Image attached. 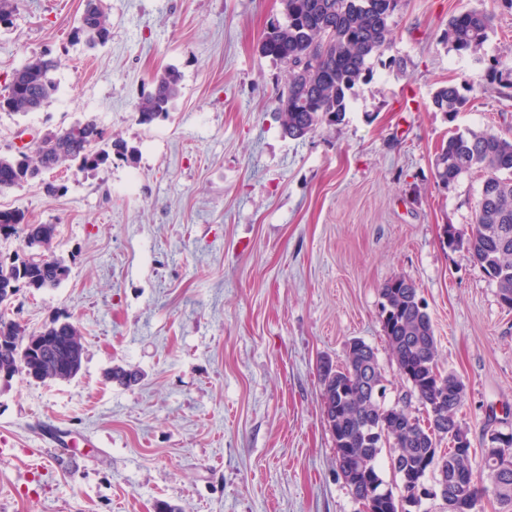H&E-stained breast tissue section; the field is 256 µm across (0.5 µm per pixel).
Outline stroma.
<instances>
[{
	"instance_id": "obj_1",
	"label": "stroma",
	"mask_w": 512,
	"mask_h": 512,
	"mask_svg": "<svg viewBox=\"0 0 512 512\" xmlns=\"http://www.w3.org/2000/svg\"><path fill=\"white\" fill-rule=\"evenodd\" d=\"M102 3L110 37L93 49L74 38L84 0H14L0 24V89L42 53L58 62L43 109L0 112V153L88 118L139 152L0 194L1 208L56 225L70 268L59 287L21 289L15 319L71 322L84 344L70 380L0 377V512H358L320 361L363 340L387 401L406 391L379 314L398 276L427 305L440 368L465 385L471 447L512 433V310L444 234L470 233L480 176L448 191L434 177L455 131L512 137V88L483 78L512 53V8L405 0L343 120L292 139L276 117L287 71L259 50L280 0ZM472 7L495 14L479 64L440 40ZM170 68L169 118L139 124L137 102ZM450 82L469 99L453 116L431 101ZM117 365L139 381H108Z\"/></svg>"
}]
</instances>
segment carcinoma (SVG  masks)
<instances>
[{"label": "carcinoma", "mask_w": 512, "mask_h": 512, "mask_svg": "<svg viewBox=\"0 0 512 512\" xmlns=\"http://www.w3.org/2000/svg\"><path fill=\"white\" fill-rule=\"evenodd\" d=\"M401 0H286L288 23H273L261 40L263 55L283 64L288 82L278 97L277 117L283 133L303 138L325 124L343 119L349 94L371 72V59L393 42V17ZM494 14L471 8L448 20L442 40L457 55L476 56L493 30ZM110 36L108 16L100 0H86L75 38L94 47ZM57 61L40 56L14 71L0 92V112L27 114L40 110L57 91L51 78ZM490 79L512 88V59L495 61ZM181 77L166 70L154 91L136 105L137 121L150 125L167 118L179 94ZM440 112L454 115L466 104L455 84L440 86L432 97ZM117 157L136 163L138 150L126 141L105 137L93 119L77 121L44 136L31 153H0V193L41 179L60 166L95 171ZM482 173L479 200L470 234H448V245L464 251L486 277L496 283L498 297L512 309V138L466 129L448 138L434 160L436 183L444 190L473 172ZM22 236L10 264L0 261V336H12L13 347L0 350V372L23 373L40 382L69 380L82 365L83 343L70 322L56 321L28 332L6 316L17 293L6 289L41 290L59 286L70 268L55 253L56 225L33 224L18 210L0 209V237ZM383 330L423 415L397 413L375 395L385 381L375 352L365 342L346 350L342 366L328 364L332 378L320 379L324 413L331 423L336 462L350 461L341 474L353 499L367 512H410L425 478L435 486L457 483L456 491L479 502L492 498L500 512H512V457L481 460L475 472L472 454L454 447L464 432L458 420L465 385L453 372L440 370L430 315L415 283L406 277L389 280L381 289ZM448 447H441L443 441ZM390 448L392 481L378 465Z\"/></svg>", "instance_id": "cac0c4a2"}]
</instances>
